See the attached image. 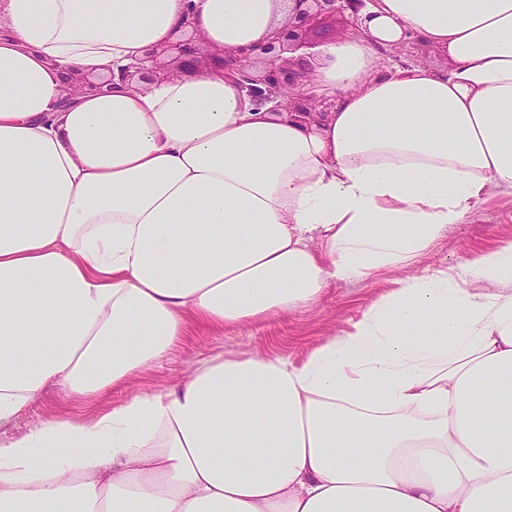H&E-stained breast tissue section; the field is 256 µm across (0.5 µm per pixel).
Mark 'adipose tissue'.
I'll list each match as a JSON object with an SVG mask.
<instances>
[{
    "label": "adipose tissue",
    "mask_w": 512,
    "mask_h": 512,
    "mask_svg": "<svg viewBox=\"0 0 512 512\" xmlns=\"http://www.w3.org/2000/svg\"><path fill=\"white\" fill-rule=\"evenodd\" d=\"M194 3L215 49L284 20ZM184 7L0 0V428L193 327L409 266L512 186V0H365L308 59L313 117L209 68L70 92L168 46ZM407 30L449 67L380 65ZM0 512H512V242L397 281L300 361L223 353L0 443Z\"/></svg>",
    "instance_id": "adipose-tissue-1"
}]
</instances>
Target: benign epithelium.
<instances>
[{
  "label": "benign epithelium",
  "instance_id": "obj_1",
  "mask_svg": "<svg viewBox=\"0 0 512 512\" xmlns=\"http://www.w3.org/2000/svg\"><path fill=\"white\" fill-rule=\"evenodd\" d=\"M287 15L283 24L268 41L249 48H230L204 53L206 45L196 31H185L169 46L174 51L165 59L166 51L149 53L151 65L135 70H120L123 81H154L168 78L183 68L219 66L224 73L237 75L240 84L255 98L264 101L277 92L287 93L285 106L291 112L312 113L317 110L313 96L297 98L293 91L308 80L307 69L298 64L296 53L305 47L304 36L319 21L359 9L364 0H283Z\"/></svg>",
  "mask_w": 512,
  "mask_h": 512
}]
</instances>
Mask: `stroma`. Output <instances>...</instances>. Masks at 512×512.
Segmentation results:
<instances>
[{
	"label": "stroma",
	"mask_w": 512,
	"mask_h": 512,
	"mask_svg": "<svg viewBox=\"0 0 512 512\" xmlns=\"http://www.w3.org/2000/svg\"><path fill=\"white\" fill-rule=\"evenodd\" d=\"M512 242V186L489 183L482 202L463 222L454 225L427 255L405 270L384 272L366 282H339L323 300L273 322L221 330L194 328L168 358L145 368L127 385H116L99 400L75 403L57 386L48 387L26 406L8 427L0 429V442L18 438L52 417L88 420L126 401L136 392H151L187 379L199 363L223 352L284 353L303 359L327 336L357 317L373 298L391 288L392 281L426 268H456L475 252H492Z\"/></svg>",
	"instance_id": "obj_1"
}]
</instances>
